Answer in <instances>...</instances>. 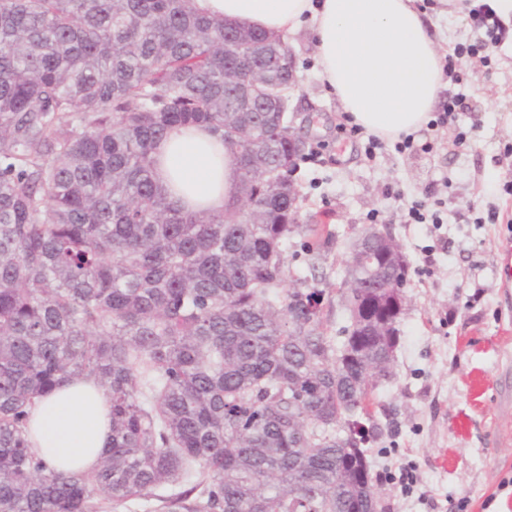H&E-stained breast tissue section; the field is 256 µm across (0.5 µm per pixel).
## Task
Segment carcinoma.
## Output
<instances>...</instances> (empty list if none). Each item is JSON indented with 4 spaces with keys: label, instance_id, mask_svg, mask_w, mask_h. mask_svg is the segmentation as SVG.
Returning a JSON list of instances; mask_svg holds the SVG:
<instances>
[{
    "label": "carcinoma",
    "instance_id": "carcinoma-1",
    "mask_svg": "<svg viewBox=\"0 0 512 512\" xmlns=\"http://www.w3.org/2000/svg\"><path fill=\"white\" fill-rule=\"evenodd\" d=\"M270 93L224 85V36ZM287 42L192 0H0V512H369L361 419L396 345L354 319L334 343L323 290L286 280L288 179L240 171L219 213L178 206L157 144L202 127L288 164ZM233 110L227 114L226 110ZM306 251L332 232L305 225ZM348 278L381 288L358 262ZM104 388L112 441L92 471L31 448L36 400Z\"/></svg>",
    "mask_w": 512,
    "mask_h": 512
}]
</instances>
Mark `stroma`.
<instances>
[{
	"mask_svg": "<svg viewBox=\"0 0 512 512\" xmlns=\"http://www.w3.org/2000/svg\"><path fill=\"white\" fill-rule=\"evenodd\" d=\"M483 2L448 14L430 0L440 55L478 38L469 11ZM286 41L298 76L288 117L304 141L292 175L300 221L333 233L316 263L326 335L347 323L337 288L355 231L390 230L408 263L393 375L366 422L383 512H512V28L463 81L445 80L441 99L462 107L455 121L415 132L429 150L388 141L372 155L339 130L345 113L319 77L310 31ZM428 192L444 201L441 223H405L406 206ZM405 469L419 477L409 493Z\"/></svg>",
	"mask_w": 512,
	"mask_h": 512,
	"instance_id": "1",
	"label": "stroma"
}]
</instances>
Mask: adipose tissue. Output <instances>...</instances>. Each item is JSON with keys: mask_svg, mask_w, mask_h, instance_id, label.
I'll return each instance as SVG.
<instances>
[{"mask_svg": "<svg viewBox=\"0 0 512 512\" xmlns=\"http://www.w3.org/2000/svg\"><path fill=\"white\" fill-rule=\"evenodd\" d=\"M209 17L276 34L309 25L322 81L353 124L393 140L419 130L443 86L438 49L414 0H193ZM155 175L190 211H222L238 181L230 149L201 127L178 128L155 149ZM103 390L77 382L37 401L29 440L57 469L91 470L111 442Z\"/></svg>", "mask_w": 512, "mask_h": 512, "instance_id": "obj_1", "label": "adipose tissue"}]
</instances>
